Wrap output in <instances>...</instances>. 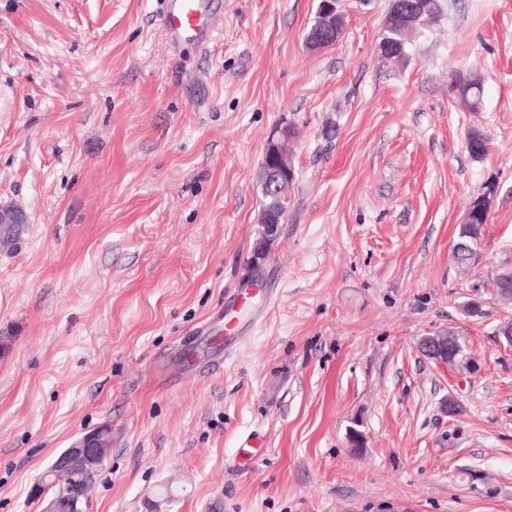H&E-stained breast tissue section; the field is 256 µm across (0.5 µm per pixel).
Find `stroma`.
Returning a JSON list of instances; mask_svg holds the SVG:
<instances>
[{
    "instance_id": "obj_1",
    "label": "stroma",
    "mask_w": 512,
    "mask_h": 512,
    "mask_svg": "<svg viewBox=\"0 0 512 512\" xmlns=\"http://www.w3.org/2000/svg\"><path fill=\"white\" fill-rule=\"evenodd\" d=\"M319 3L224 0L203 49L166 38L162 0H0V203L29 216L0 249V512H43L37 476L105 425L89 512H512V0H441L399 60L390 0H339L341 38L309 50ZM491 180L465 271L457 226ZM448 329L478 373L420 354ZM448 91L461 107L476 110L481 103L483 88L476 76L455 75L448 85ZM265 153L269 159L267 187L268 189H273L285 176H293L294 169L286 164V154L282 150L280 143L273 138L268 142ZM295 178L285 181L283 188H276L273 191L262 192L263 206L260 210V221H272L275 224H266V235L265 240H261L257 243L254 248V252L257 255L255 261L251 264L253 268L262 267L269 255V249L267 248V241H271L276 238V224H281V221L285 215L288 205V191Z\"/></svg>"
}]
</instances>
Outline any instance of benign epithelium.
I'll return each instance as SVG.
<instances>
[{
	"label": "benign epithelium",
	"instance_id": "obj_1",
	"mask_svg": "<svg viewBox=\"0 0 512 512\" xmlns=\"http://www.w3.org/2000/svg\"><path fill=\"white\" fill-rule=\"evenodd\" d=\"M269 159L267 170V185L276 187L285 176L294 175V169L286 164V154L279 142L270 140L265 148ZM26 213L12 205H0L1 224H26ZM265 239L259 241L254 248L257 258L252 267H262L269 255L267 242L276 238V225H265ZM447 335L437 333L425 336L421 346L425 347V356L439 365L448 364L446 352L448 347L443 345ZM106 449L97 447L94 433L90 432L79 438L71 447L65 449L47 468V472L56 477H66L70 480V501L74 509L86 508L90 504L89 491L93 482L96 468L103 466Z\"/></svg>",
	"mask_w": 512,
	"mask_h": 512
}]
</instances>
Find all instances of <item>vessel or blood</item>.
Here are the masks:
<instances>
[{
	"mask_svg": "<svg viewBox=\"0 0 512 512\" xmlns=\"http://www.w3.org/2000/svg\"><path fill=\"white\" fill-rule=\"evenodd\" d=\"M162 26L172 41L192 39L207 45L217 27L208 0H165Z\"/></svg>",
	"mask_w": 512,
	"mask_h": 512,
	"instance_id": "vessel-or-blood-1",
	"label": "vessel or blood"
}]
</instances>
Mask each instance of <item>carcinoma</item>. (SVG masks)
Here are the masks:
<instances>
[{
	"mask_svg": "<svg viewBox=\"0 0 512 512\" xmlns=\"http://www.w3.org/2000/svg\"><path fill=\"white\" fill-rule=\"evenodd\" d=\"M408 0H391L380 36L379 50L386 59L399 60L405 55L407 36L416 29L435 22L440 13L439 0H424L423 10L409 14L406 12ZM345 26V17L341 12L318 15L311 29L329 28L335 36L325 44H318L312 35L306 36V45L312 51H321L334 43L341 36ZM448 91L457 99L459 105L468 110H475L481 103L483 88L476 76L456 75L449 85ZM466 147L474 158L483 157L488 151L484 135L478 130H472L467 135ZM292 181H285L283 188L262 192L263 206L260 210V220L281 223L288 205V191ZM497 194L496 183L489 181L484 184L482 192L474 197L470 204L467 220L459 224L457 242L466 247L464 254L456 259L460 266L469 267L473 261L480 258L483 227L488 222L492 199ZM494 286L498 296L504 300L512 299V267H502L495 274ZM448 347L451 349V359L448 364L472 371L473 361L459 342L454 331H448Z\"/></svg>",
	"mask_w": 512,
	"mask_h": 512,
	"instance_id": "1",
	"label": "carcinoma"
}]
</instances>
